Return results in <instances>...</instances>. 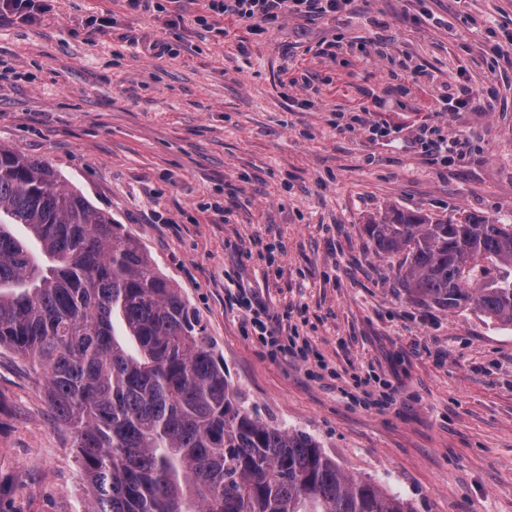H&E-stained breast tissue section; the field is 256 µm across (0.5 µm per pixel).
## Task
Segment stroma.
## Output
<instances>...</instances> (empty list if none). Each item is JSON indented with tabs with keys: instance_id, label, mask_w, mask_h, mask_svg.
I'll list each match as a JSON object with an SVG mask.
<instances>
[{
	"instance_id": "obj_1",
	"label": "stroma",
	"mask_w": 512,
	"mask_h": 512,
	"mask_svg": "<svg viewBox=\"0 0 512 512\" xmlns=\"http://www.w3.org/2000/svg\"><path fill=\"white\" fill-rule=\"evenodd\" d=\"M47 2L38 23L0 20V146L138 238L262 418L417 512H512V329L411 302L363 230L390 207L512 220V0H356L345 22L260 35L226 16L220 36L193 22L204 0H166L169 28L123 0ZM460 77L473 104L440 111ZM435 127L469 139L463 161L421 152ZM241 288L322 363L245 334ZM90 496L42 375L0 350V512Z\"/></svg>"
}]
</instances>
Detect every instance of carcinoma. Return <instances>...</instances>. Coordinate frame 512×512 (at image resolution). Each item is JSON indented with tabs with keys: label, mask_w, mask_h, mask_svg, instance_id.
<instances>
[{
	"label": "carcinoma",
	"mask_w": 512,
	"mask_h": 512,
	"mask_svg": "<svg viewBox=\"0 0 512 512\" xmlns=\"http://www.w3.org/2000/svg\"><path fill=\"white\" fill-rule=\"evenodd\" d=\"M57 179L0 147V349L44 377L88 512H417L347 476L310 433L250 410L140 241ZM364 230L376 254L399 259L416 301L512 327L511 223L392 207Z\"/></svg>",
	"instance_id": "carcinoma-1"
}]
</instances>
